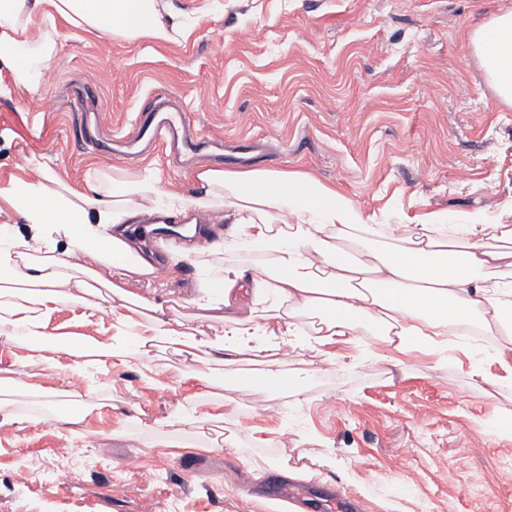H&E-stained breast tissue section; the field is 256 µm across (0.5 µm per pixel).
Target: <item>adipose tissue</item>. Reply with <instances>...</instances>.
<instances>
[{
  "mask_svg": "<svg viewBox=\"0 0 512 512\" xmlns=\"http://www.w3.org/2000/svg\"><path fill=\"white\" fill-rule=\"evenodd\" d=\"M54 13L78 30L128 42L174 41L186 30L168 0H0V66L17 87L40 86L53 46L32 26ZM472 41L500 98L511 104L512 12L475 30ZM196 178L203 191L190 198L164 186L151 167L115 166L80 190L41 160L0 184V215L22 220L0 224V341L44 361L66 354L79 369L102 357L145 363L169 350L203 366L205 389H215L224 385L225 355L264 350L267 336L300 349L313 340L350 343L364 320L398 352L442 351L448 331L487 316L512 334L511 224H446L429 214L379 255L371 247L382 229L376 216L308 174L206 168ZM191 212L227 214L232 231L223 242L186 251L201 296L171 301L162 317L135 291L157 270L125 232L147 216ZM349 242L357 243V256L346 255ZM251 250L264 252L262 265L248 272L225 266L224 254ZM245 276L263 306L261 319L228 314ZM68 301L82 307L87 323L110 306L112 321L93 336L62 332L53 319ZM189 315L213 326V336H196L184 323Z\"/></svg>",
  "mask_w": 512,
  "mask_h": 512,
  "instance_id": "adipose-tissue-1",
  "label": "adipose tissue"
}]
</instances>
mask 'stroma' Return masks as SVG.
I'll list each match as a JSON object with an SVG mask.
<instances>
[{"mask_svg": "<svg viewBox=\"0 0 512 512\" xmlns=\"http://www.w3.org/2000/svg\"><path fill=\"white\" fill-rule=\"evenodd\" d=\"M191 25L176 42H126L37 18L55 49L37 92L0 73V184L31 155L51 157L58 175L85 188L98 169L151 166L163 182L200 193L196 167L161 152L134 158L98 149L81 108L107 106L116 136L131 134L151 94L172 95L194 126L261 142L263 156L239 169L297 170L336 188L355 207L405 224L436 213L448 223L494 219L512 206V105L490 84L473 31L512 11V0H172ZM195 267L167 265L143 288L158 306L197 297ZM0 343V370L26 376L37 403L0 423V512H320L332 489L358 512H512V486L494 475L512 463V429L500 405L512 388L493 357L474 375L457 348L446 357L390 351L360 361L354 345L289 351L278 395L225 380L205 405L192 448H169L155 420L198 392L182 358L152 369L129 358L74 373ZM308 362L310 374L300 373ZM302 406L291 405L292 387ZM79 389L93 410L79 431L44 424L71 412L63 391ZM111 403L97 407L98 396ZM234 398L235 410L224 407ZM345 401L338 414L333 399ZM288 403L262 415L257 405ZM231 437L216 445L218 435ZM79 482L63 481L71 462ZM41 469L25 477L22 465ZM314 495L307 510L272 501L263 488L283 467ZM249 482L253 493L241 491Z\"/></svg>", "mask_w": 512, "mask_h": 512, "instance_id": "35a3bbf8", "label": "stroma"}]
</instances>
